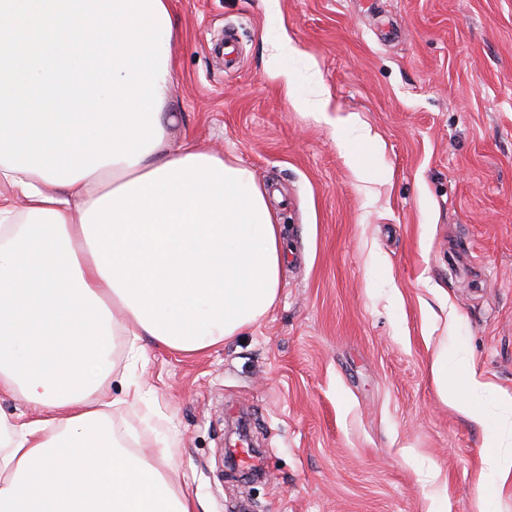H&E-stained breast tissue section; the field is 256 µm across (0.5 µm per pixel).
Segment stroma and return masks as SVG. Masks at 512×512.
<instances>
[{
	"mask_svg": "<svg viewBox=\"0 0 512 512\" xmlns=\"http://www.w3.org/2000/svg\"><path fill=\"white\" fill-rule=\"evenodd\" d=\"M171 4L173 141L278 192L286 260L273 308L223 345L149 342L132 365L115 337L114 428L149 456L174 438L172 483L207 512H512V477L480 493L483 430L431 372L465 355L512 451V0H278L291 68L313 61L338 118L370 130L366 170L268 76L262 0ZM125 377L151 386L155 429L120 403ZM241 416L262 454L231 469Z\"/></svg>",
	"mask_w": 512,
	"mask_h": 512,
	"instance_id": "35a3bbf8",
	"label": "stroma"
}]
</instances>
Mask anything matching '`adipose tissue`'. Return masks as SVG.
<instances>
[{
    "label": "adipose tissue",
    "mask_w": 512,
    "mask_h": 512,
    "mask_svg": "<svg viewBox=\"0 0 512 512\" xmlns=\"http://www.w3.org/2000/svg\"><path fill=\"white\" fill-rule=\"evenodd\" d=\"M287 32L271 41L269 77L291 105L330 110L319 71L296 90ZM0 512H199L168 483L173 441L152 457L128 449L104 408L87 400L114 337L200 352L238 335L273 306L285 253L267 189L254 172L203 145L164 140L138 164L98 168L69 185L0 164ZM447 352L432 361L442 401L482 425L491 474L512 475V453L459 389Z\"/></svg>",
    "instance_id": "ef3b65f1"
}]
</instances>
